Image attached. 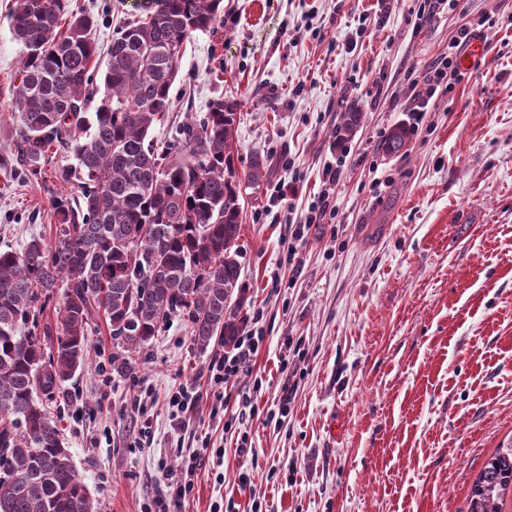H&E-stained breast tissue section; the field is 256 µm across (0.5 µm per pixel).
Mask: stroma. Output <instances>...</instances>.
I'll return each mask as SVG.
<instances>
[{
	"label": "stroma",
	"instance_id": "obj_1",
	"mask_svg": "<svg viewBox=\"0 0 512 512\" xmlns=\"http://www.w3.org/2000/svg\"><path fill=\"white\" fill-rule=\"evenodd\" d=\"M0 0V156L13 149L5 104L22 47ZM146 0H66L94 14L100 50ZM213 29L194 32L171 87L167 126L238 105L235 164L253 153L270 171L243 186L239 284L264 340L251 374L203 399L174 452L167 395L225 347L198 351L173 319L113 374L119 354L104 320L93 361L48 404L98 512H140L157 462L206 448L185 512H468L485 460L512 440V0H468L417 20L413 0H223ZM491 60L466 61L463 81L432 99L406 153L385 155L383 132L407 124L413 83L447 53L464 23ZM350 112L344 142L336 128ZM341 162L335 218L305 232L288 263L290 217ZM53 156L41 175L0 169V248L51 242L53 195L67 192ZM299 180L294 204L278 184ZM146 403L153 441L132 403ZM251 451L241 449L242 442ZM250 486L239 484L240 473Z\"/></svg>",
	"mask_w": 512,
	"mask_h": 512
}]
</instances>
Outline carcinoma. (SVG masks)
<instances>
[{
    "instance_id": "cac0c4a2",
    "label": "carcinoma",
    "mask_w": 512,
    "mask_h": 512,
    "mask_svg": "<svg viewBox=\"0 0 512 512\" xmlns=\"http://www.w3.org/2000/svg\"><path fill=\"white\" fill-rule=\"evenodd\" d=\"M149 2L112 38L105 95L90 117L94 17L68 14L66 0H18L10 16L23 57L10 103L14 150L0 168L36 176L51 155L71 156L56 178L81 201L52 198L53 241L0 250V512H95L38 393L86 365L99 316L120 341L118 373L173 316L187 319L201 351L216 337L230 345L247 325L235 105L215 103L172 141L150 136L167 119L184 45L217 21L223 0ZM408 136L394 127L385 152L405 150ZM266 174L267 158L254 154L247 184ZM57 288L56 326H42ZM508 489L512 443L484 463L469 512H502Z\"/></svg>"
}]
</instances>
